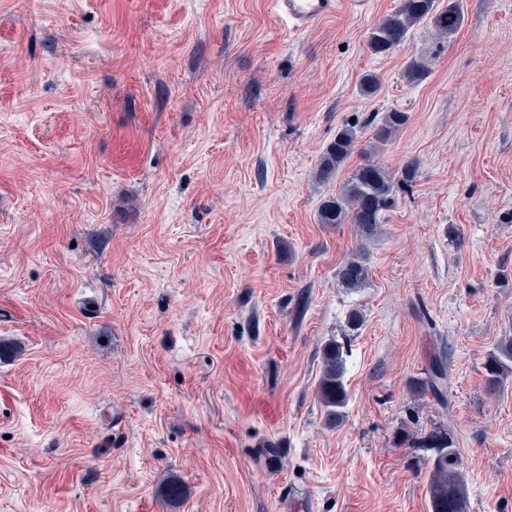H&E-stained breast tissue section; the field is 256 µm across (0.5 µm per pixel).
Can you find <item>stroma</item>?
I'll use <instances>...</instances> for the list:
<instances>
[{
	"instance_id": "obj_1",
	"label": "stroma",
	"mask_w": 512,
	"mask_h": 512,
	"mask_svg": "<svg viewBox=\"0 0 512 512\" xmlns=\"http://www.w3.org/2000/svg\"><path fill=\"white\" fill-rule=\"evenodd\" d=\"M399 3L297 35L267 0H0V512H430L413 412L455 433L468 512H512V375L483 369L512 336V0L370 53ZM395 108L369 157L419 177L365 244L318 215L369 157L314 172ZM439 351L445 408L408 388ZM409 121L406 112L394 109L385 112L380 122L373 129L369 143L379 146L389 142ZM359 140L354 127L341 128L319 159L315 172L316 180L325 182L332 179L355 152ZM336 275L342 288L350 291L365 288L370 280V271L361 252L355 253L344 260ZM483 369L486 390L495 392L504 376L512 372V336L500 339L495 350L487 357ZM347 374V350L344 343L331 338L321 351V373L317 396L324 406L327 417L335 423L340 421L348 403L345 385Z\"/></svg>"
}]
</instances>
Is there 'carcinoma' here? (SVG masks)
Masks as SVG:
<instances>
[{
    "label": "carcinoma",
    "mask_w": 512,
    "mask_h": 512,
    "mask_svg": "<svg viewBox=\"0 0 512 512\" xmlns=\"http://www.w3.org/2000/svg\"><path fill=\"white\" fill-rule=\"evenodd\" d=\"M463 16L458 0H448L440 9L437 0H400L396 10L384 16L371 29L367 46L374 55L393 52L407 40L410 30L420 23L433 26L438 35L447 37L457 32ZM409 121L407 113L394 109L383 115L373 129L370 143L374 146L389 142ZM359 143L358 132L343 127L326 146L316 167L318 181L332 179L349 160ZM419 163L407 162L401 175H392L382 164L371 159L358 166L343 183L339 192L326 200L319 212L322 224H353L362 241L373 240L386 212L396 203V193L410 186L418 177ZM340 285L356 291L367 285L370 271L362 253L344 260L337 271ZM485 387L494 392L506 374L512 372V336L497 343L484 366ZM347 350L344 343L331 338L321 351V373L317 396L327 417L338 422L348 403L345 385ZM450 367L441 357L434 358L425 368L424 377L413 380L411 393L416 397L431 395L443 407H448L447 391ZM402 441L410 448H425L432 452L428 495L431 512H467L468 483L461 469V458L452 430L438 424L429 431L406 430Z\"/></svg>",
    "instance_id": "carcinoma-1"
}]
</instances>
